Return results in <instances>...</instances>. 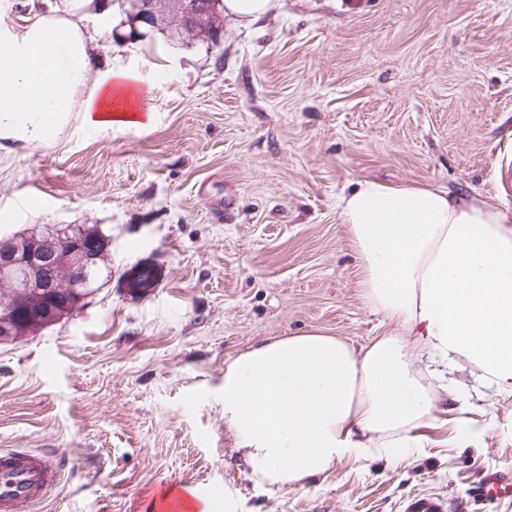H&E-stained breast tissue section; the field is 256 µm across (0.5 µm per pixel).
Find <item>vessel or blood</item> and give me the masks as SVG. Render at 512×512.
<instances>
[{"label": "vessel or blood", "mask_w": 512, "mask_h": 512, "mask_svg": "<svg viewBox=\"0 0 512 512\" xmlns=\"http://www.w3.org/2000/svg\"><path fill=\"white\" fill-rule=\"evenodd\" d=\"M61 478L60 467L51 455L22 448L0 451V512H31ZM512 492V479L488 473L478 490L481 497Z\"/></svg>", "instance_id": "obj_1"}]
</instances>
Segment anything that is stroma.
<instances>
[{"instance_id": "stroma-1", "label": "stroma", "mask_w": 512, "mask_h": 512, "mask_svg": "<svg viewBox=\"0 0 512 512\" xmlns=\"http://www.w3.org/2000/svg\"><path fill=\"white\" fill-rule=\"evenodd\" d=\"M88 29L155 110L0 150V236L81 224L112 240L79 310L0 343V448L62 468L36 512H143L174 486L232 490L237 512H512L475 495L487 470L512 475V399L484 445L439 423L400 466L347 460L303 487L257 486L224 425L239 353L387 333L341 191L433 183L512 208L496 188L512 173V0H279L251 27L225 19L213 49L117 4ZM143 263L157 281L130 294Z\"/></svg>"}]
</instances>
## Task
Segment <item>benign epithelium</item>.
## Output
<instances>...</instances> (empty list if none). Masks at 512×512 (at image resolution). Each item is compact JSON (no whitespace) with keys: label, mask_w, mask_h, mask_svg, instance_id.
I'll return each mask as SVG.
<instances>
[{"label":"benign epithelium","mask_w":512,"mask_h":512,"mask_svg":"<svg viewBox=\"0 0 512 512\" xmlns=\"http://www.w3.org/2000/svg\"><path fill=\"white\" fill-rule=\"evenodd\" d=\"M108 239L97 232L76 238L0 239V284L14 291L16 309L0 319V341L5 342L23 327L49 326L56 322L52 306L65 293L77 307L92 287L99 252Z\"/></svg>","instance_id":"benign-epithelium-1"}]
</instances>
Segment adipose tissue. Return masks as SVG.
Returning <instances> with one entry per match:
<instances>
[{"mask_svg":"<svg viewBox=\"0 0 512 512\" xmlns=\"http://www.w3.org/2000/svg\"><path fill=\"white\" fill-rule=\"evenodd\" d=\"M0 0V139L49 140L72 117L104 132L143 120L139 74L102 65L87 29L103 0ZM339 217L368 307L389 332L355 348L306 333L261 342L224 367V423L253 481L296 486L354 458L398 466L440 415L470 414L449 369L512 398V208L441 185L365 179Z\"/></svg>","mask_w":512,"mask_h":512,"instance_id":"1","label":"adipose tissue"}]
</instances>
